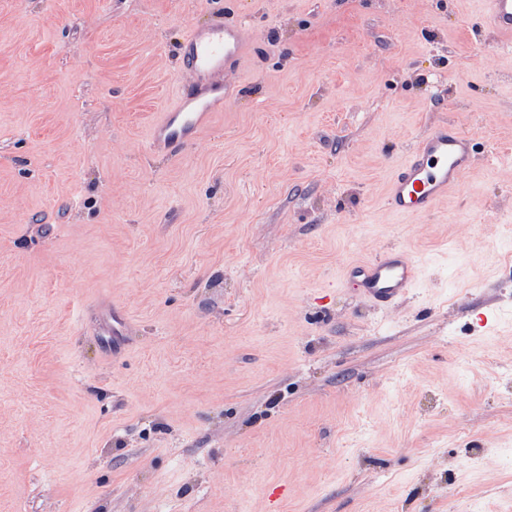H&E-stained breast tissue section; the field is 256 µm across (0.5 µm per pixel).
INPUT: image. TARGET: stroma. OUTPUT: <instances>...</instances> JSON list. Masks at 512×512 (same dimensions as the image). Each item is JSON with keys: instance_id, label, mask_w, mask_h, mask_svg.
Here are the masks:
<instances>
[{"instance_id": "stroma-1", "label": "stroma", "mask_w": 512, "mask_h": 512, "mask_svg": "<svg viewBox=\"0 0 512 512\" xmlns=\"http://www.w3.org/2000/svg\"><path fill=\"white\" fill-rule=\"evenodd\" d=\"M478 0H0V512H512V47ZM254 41L175 154L192 29ZM475 161L388 211L441 120ZM390 247L389 309L341 284ZM420 278V267L401 248L346 265L341 274L359 296L373 306L386 307L409 294Z\"/></svg>"}]
</instances>
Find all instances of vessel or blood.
Returning <instances> with one entry per match:
<instances>
[{
  "instance_id": "1",
  "label": "vessel or blood",
  "mask_w": 512,
  "mask_h": 512,
  "mask_svg": "<svg viewBox=\"0 0 512 512\" xmlns=\"http://www.w3.org/2000/svg\"><path fill=\"white\" fill-rule=\"evenodd\" d=\"M479 24L505 43H512V0H480ZM251 45L248 25L218 22L207 30L190 31L183 39L186 71L207 79L213 100L201 104L177 93L152 126L149 146L176 152L192 140L224 99L222 74L234 73ZM475 159L474 140L461 128L440 123L422 136L396 165L385 190L388 209L398 215H424L434 208ZM420 278V267L401 248L346 265L343 283L377 307L388 306L409 294Z\"/></svg>"
}]
</instances>
